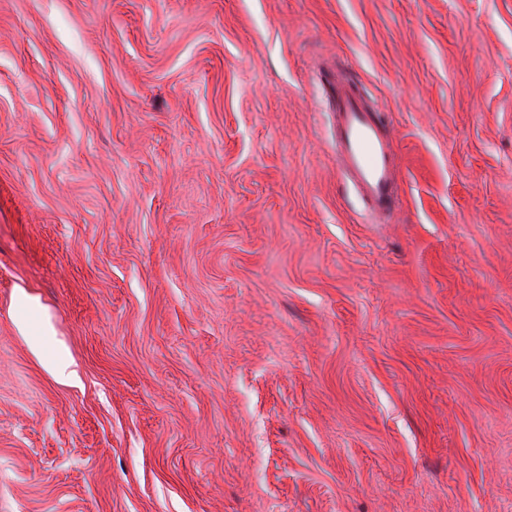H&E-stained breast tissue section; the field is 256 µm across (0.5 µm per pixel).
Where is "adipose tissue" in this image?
Returning a JSON list of instances; mask_svg holds the SVG:
<instances>
[{
  "mask_svg": "<svg viewBox=\"0 0 512 512\" xmlns=\"http://www.w3.org/2000/svg\"><path fill=\"white\" fill-rule=\"evenodd\" d=\"M10 317L17 334L54 381L63 386L76 384L78 372L68 348L57 337L47 308L24 285L14 287Z\"/></svg>",
  "mask_w": 512,
  "mask_h": 512,
  "instance_id": "ef3b65f1",
  "label": "adipose tissue"
}]
</instances>
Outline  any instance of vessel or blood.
Masks as SVG:
<instances>
[{
	"instance_id": "vessel-or-blood-1",
	"label": "vessel or blood",
	"mask_w": 512,
	"mask_h": 512,
	"mask_svg": "<svg viewBox=\"0 0 512 512\" xmlns=\"http://www.w3.org/2000/svg\"><path fill=\"white\" fill-rule=\"evenodd\" d=\"M336 163L365 197L375 216L391 215L399 202L395 156L379 111L367 108L350 84L336 91Z\"/></svg>"
}]
</instances>
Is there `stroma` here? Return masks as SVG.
Segmentation results:
<instances>
[{"mask_svg": "<svg viewBox=\"0 0 512 512\" xmlns=\"http://www.w3.org/2000/svg\"><path fill=\"white\" fill-rule=\"evenodd\" d=\"M0 512H512V0H0ZM336 163L365 197L376 217L389 216L399 202L395 156L386 124L378 110H370L351 84L336 91ZM10 317L17 334L54 381L63 386L76 384L78 372L68 348L56 337L48 309L24 285L14 287Z\"/></svg>", "mask_w": 512, "mask_h": 512, "instance_id": "stroma-1", "label": "stroma"}]
</instances>
